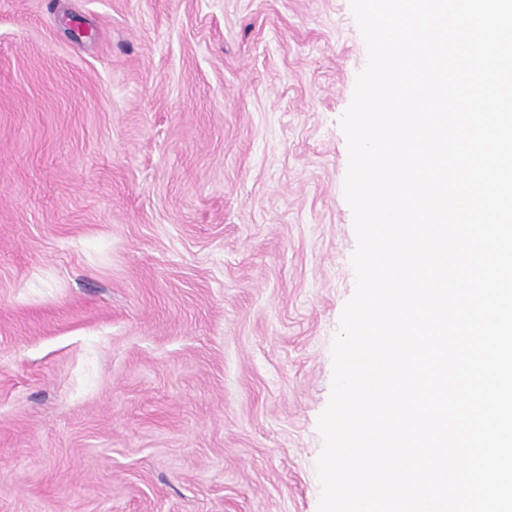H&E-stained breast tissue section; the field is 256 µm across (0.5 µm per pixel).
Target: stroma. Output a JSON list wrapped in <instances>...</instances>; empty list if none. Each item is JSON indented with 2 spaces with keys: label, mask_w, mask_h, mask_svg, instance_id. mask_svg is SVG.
<instances>
[{
  "label": "stroma",
  "mask_w": 512,
  "mask_h": 512,
  "mask_svg": "<svg viewBox=\"0 0 512 512\" xmlns=\"http://www.w3.org/2000/svg\"><path fill=\"white\" fill-rule=\"evenodd\" d=\"M366 62L349 0H0V512H318Z\"/></svg>",
  "instance_id": "stroma-1"
}]
</instances>
